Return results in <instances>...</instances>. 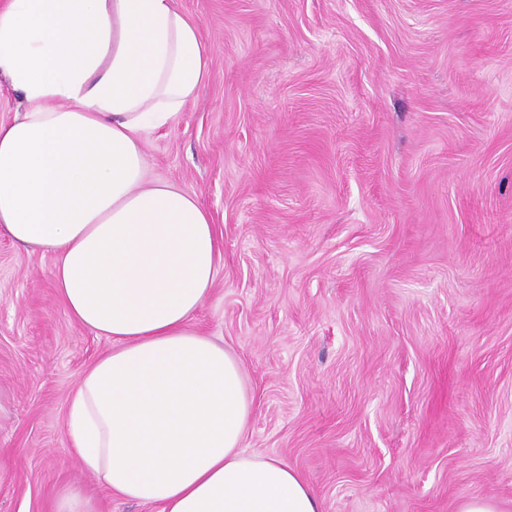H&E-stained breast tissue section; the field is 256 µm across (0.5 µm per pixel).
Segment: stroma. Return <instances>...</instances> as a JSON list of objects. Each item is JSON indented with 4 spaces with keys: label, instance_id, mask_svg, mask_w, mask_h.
<instances>
[{
    "label": "stroma",
    "instance_id": "35a3bbf8",
    "mask_svg": "<svg viewBox=\"0 0 512 512\" xmlns=\"http://www.w3.org/2000/svg\"><path fill=\"white\" fill-rule=\"evenodd\" d=\"M209 76L144 141L221 261L193 327L238 359L247 452L323 512H512V0H176ZM0 232V512L84 473L66 401L111 342Z\"/></svg>",
    "mask_w": 512,
    "mask_h": 512
}]
</instances>
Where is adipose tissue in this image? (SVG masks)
Segmentation results:
<instances>
[{
	"label": "adipose tissue",
	"mask_w": 512,
	"mask_h": 512,
	"mask_svg": "<svg viewBox=\"0 0 512 512\" xmlns=\"http://www.w3.org/2000/svg\"><path fill=\"white\" fill-rule=\"evenodd\" d=\"M211 50L175 0H7L0 77V230L53 256L59 298L111 340L67 400L82 469L157 512H322L282 459L241 448L237 358L190 326L221 258L195 196L146 183L145 133L174 120Z\"/></svg>",
	"instance_id": "ef3b65f1"
}]
</instances>
